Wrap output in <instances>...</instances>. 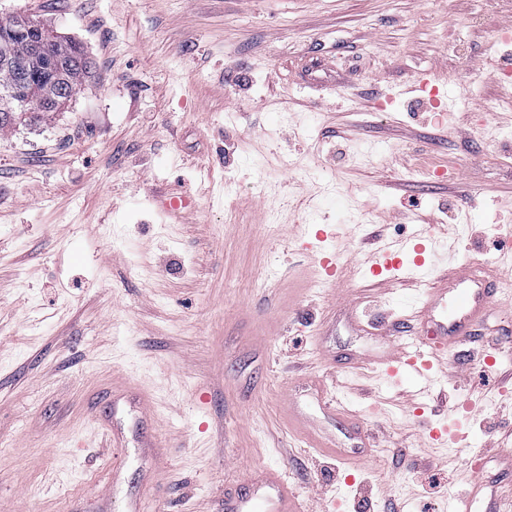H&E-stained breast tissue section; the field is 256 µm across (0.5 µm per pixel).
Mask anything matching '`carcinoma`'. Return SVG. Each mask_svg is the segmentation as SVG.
<instances>
[{"label":"carcinoma","mask_w":512,"mask_h":512,"mask_svg":"<svg viewBox=\"0 0 512 512\" xmlns=\"http://www.w3.org/2000/svg\"><path fill=\"white\" fill-rule=\"evenodd\" d=\"M25 20L13 18L0 19V41L10 43L12 54L19 59L31 50L29 35L24 33ZM48 52L54 58L57 79H34L36 94L45 100L47 106L41 112L21 117L18 112L0 111V131L9 130L20 121L38 123L51 112L61 110L70 100L77 88L91 78V64L82 45L72 39L62 38L48 27L44 28Z\"/></svg>","instance_id":"1"}]
</instances>
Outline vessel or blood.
Returning <instances> with one entry per match:
<instances>
[{
    "label": "vessel or blood",
    "mask_w": 512,
    "mask_h": 512,
    "mask_svg": "<svg viewBox=\"0 0 512 512\" xmlns=\"http://www.w3.org/2000/svg\"><path fill=\"white\" fill-rule=\"evenodd\" d=\"M504 282L497 266L466 262L451 273L435 276L417 314L419 341L427 349V360L411 356L405 344L394 346L383 364L390 373L399 369L419 379L418 395H429L437 379L434 367H446L448 357L473 341L486 316L501 300ZM226 512H298L295 493L282 476L265 470L246 492L225 500Z\"/></svg>",
    "instance_id": "obj_1"
}]
</instances>
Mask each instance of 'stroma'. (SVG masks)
Masks as SVG:
<instances>
[{
    "mask_svg": "<svg viewBox=\"0 0 512 512\" xmlns=\"http://www.w3.org/2000/svg\"><path fill=\"white\" fill-rule=\"evenodd\" d=\"M16 15L95 72L0 132V512H224L267 468L301 512H512V305L428 401L376 361L420 270L361 259L419 237L450 268L512 240V0H0ZM450 425L481 491L428 436Z\"/></svg>",
    "mask_w": 512,
    "mask_h": 512,
    "instance_id": "stroma-1",
    "label": "stroma"
}]
</instances>
